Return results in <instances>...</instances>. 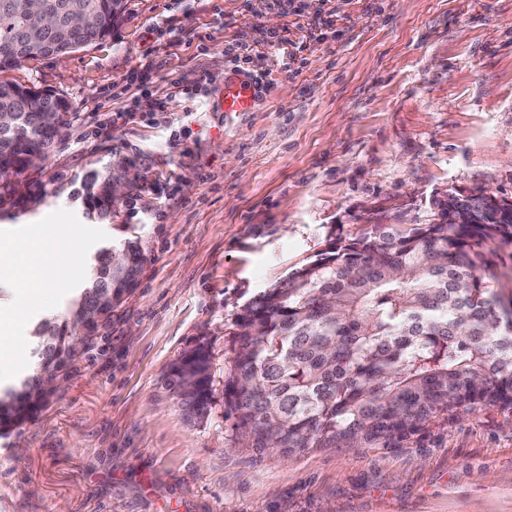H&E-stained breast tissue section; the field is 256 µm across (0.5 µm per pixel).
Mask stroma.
Segmentation results:
<instances>
[{
    "label": "stroma",
    "instance_id": "1",
    "mask_svg": "<svg viewBox=\"0 0 512 512\" xmlns=\"http://www.w3.org/2000/svg\"><path fill=\"white\" fill-rule=\"evenodd\" d=\"M99 44L0 71L65 97L68 138L14 176L0 240L20 276L0 285V333L31 369L40 300L64 313L89 260L127 235L137 288L64 372L35 420L0 437V512H512V409L432 422L397 448H248L224 405L241 307L336 239L429 224L448 190L512 201V0H125ZM303 43L281 71L270 46ZM249 46L265 75L256 111L217 108L224 54ZM151 69L165 108L109 123L128 77ZM205 75L195 97L169 87ZM125 195L87 214L90 175ZM138 221H130V210ZM210 362L204 416L168 385L196 349Z\"/></svg>",
    "mask_w": 512,
    "mask_h": 512
}]
</instances>
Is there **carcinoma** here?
Instances as JSON below:
<instances>
[{"label": "carcinoma", "instance_id": "obj_1", "mask_svg": "<svg viewBox=\"0 0 512 512\" xmlns=\"http://www.w3.org/2000/svg\"><path fill=\"white\" fill-rule=\"evenodd\" d=\"M60 17L92 7L101 28L73 43L25 30L0 0V71L30 59L64 55L103 40L125 11L123 0H49ZM17 123L0 130V167L18 174L43 143L46 113L70 125L68 102L47 91L0 81V111ZM450 204L471 212L472 224H373L325 257L307 262L254 295L237 316L224 404L253 448L291 455L308 448H392L442 417L488 406L512 408V300L496 297L485 279L493 243H512V201L489 208L484 193L453 191ZM89 263L63 315L36 322L35 370L0 386V430L30 421L46 402L32 392L37 369L68 364L78 306L97 289L131 294L144 254L136 237ZM209 356L199 348L177 364L169 386L192 413H206Z\"/></svg>", "mask_w": 512, "mask_h": 512}]
</instances>
